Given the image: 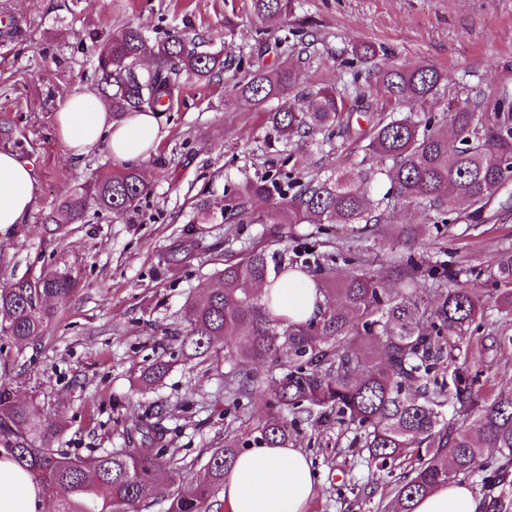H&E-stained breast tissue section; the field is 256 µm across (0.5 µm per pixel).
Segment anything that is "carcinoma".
Wrapping results in <instances>:
<instances>
[{
  "mask_svg": "<svg viewBox=\"0 0 512 512\" xmlns=\"http://www.w3.org/2000/svg\"><path fill=\"white\" fill-rule=\"evenodd\" d=\"M260 20L286 18L292 0H251ZM97 93L115 120L130 112H167L181 90V74L211 78L225 69L218 52L199 51L175 32H164L148 46L138 27L112 37H93ZM434 67L372 68L359 96H379L384 111L369 127L353 130L344 97L332 89L303 95L298 75L288 70L254 71L237 86V96L269 110L274 131L286 142L327 131L366 142L371 166L338 169L331 174L280 179L266 174L224 189L229 217L253 224H379L383 200L370 194L377 175L390 182L388 200L421 210L432 224L461 221L488 223L505 208L502 194L512 184V98L500 95L493 106L480 90L450 99L441 111L420 114L409 108L440 91ZM148 186L133 167L97 175L64 196L42 218L45 232L62 236L69 224L86 221L89 204L97 211L124 214L135 210ZM255 198L271 202L262 213ZM387 236L412 246L423 244L414 224H397ZM357 270L335 279L318 260L288 259V249L251 247L228 259L220 271L221 287L190 305L187 329L177 338V356L199 358L224 344L228 404L242 416L264 417L253 438L225 436L202 468L171 500L166 512H212L224 477L247 445L286 446L305 419H336L351 432L349 445L364 448L385 466L417 450L419 466L396 487L391 512H413L414 502L451 481L484 472L483 512H512V387L482 395L477 375L454 351L487 326L483 291L457 282L425 288L426 269L412 259L394 266L391 288L364 268L354 251ZM321 272L319 312L303 322L277 314L273 286L296 273ZM497 299L512 309V251L498 255L490 273ZM79 288L71 269L50 258L34 277L0 288V338L24 345L43 334L54 313L48 298L64 301ZM336 296V302L328 299ZM171 363L159 360L144 373L156 383ZM268 373L273 397L249 406L252 393ZM453 416L445 418L444 406ZM61 426L41 418L32 400L19 399L0 376V448L26 469L48 496L60 491L55 512H148L160 474L173 465L166 459L165 430L147 425L128 432L138 448H104L73 457L53 442Z\"/></svg>",
  "mask_w": 512,
  "mask_h": 512,
  "instance_id": "1",
  "label": "carcinoma"
}]
</instances>
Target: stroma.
<instances>
[{"label":"stroma","instance_id":"1","mask_svg":"<svg viewBox=\"0 0 512 512\" xmlns=\"http://www.w3.org/2000/svg\"><path fill=\"white\" fill-rule=\"evenodd\" d=\"M149 38L175 29L206 51H222L220 76H182L183 89L160 119L162 138L133 165L149 186L136 211L72 224L60 239L45 236L41 219L58 200L95 175L121 163L104 148L71 159L58 139L54 114L75 91H95L91 34L128 26ZM376 46L375 65L418 67L442 74L440 110L471 88L488 97L512 91V0H297L288 20L259 26L250 0H0V125L11 128L8 147L34 168L35 206L25 224L0 232V287L37 274L47 256L67 264L80 282L55 311L44 335L27 344L11 369L19 398L35 400L64 429L56 447L74 456L92 448H119L127 431L158 423L167 430L171 456L204 460L223 446L226 433L249 437L224 399L223 357L173 359L174 338L186 327L187 306L209 289L225 259L255 245L278 248L283 231L290 256L315 252L335 277L351 273L346 246L360 239L364 258L386 274L393 259L408 255L436 269L438 279L456 274L460 284L489 287L487 271L499 253L512 250V209L491 224L426 223L409 206L382 210L381 227L419 225L426 243L409 247L389 238L357 236L349 226L318 233L316 225L193 223L196 205L224 208V186L288 165L311 176L359 162V141L318 133L288 146L279 142L264 109L236 99L235 83L254 65L294 69L299 89H335L355 119L380 111L376 97L355 98L352 74L342 61L352 44ZM197 240L189 266L168 255ZM171 361L152 385L143 372ZM484 393L512 386V347L471 360ZM317 473L306 512H386L409 462L378 469L362 448L348 445L336 424L303 423L292 439Z\"/></svg>","mask_w":512,"mask_h":512}]
</instances>
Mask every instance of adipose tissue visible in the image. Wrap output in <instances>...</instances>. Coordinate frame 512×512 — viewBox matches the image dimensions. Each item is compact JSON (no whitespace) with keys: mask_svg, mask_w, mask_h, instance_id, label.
Returning a JSON list of instances; mask_svg holds the SVG:
<instances>
[{"mask_svg":"<svg viewBox=\"0 0 512 512\" xmlns=\"http://www.w3.org/2000/svg\"><path fill=\"white\" fill-rule=\"evenodd\" d=\"M57 133L68 154L83 157L104 147L113 158L132 160L152 151L161 138L158 118L136 112L121 121L96 95L76 91L55 114ZM35 204V179L28 161L0 151V229L16 228L30 217ZM323 302L304 276L281 282L277 312L302 321ZM314 493V473L307 457L293 447L263 445L236 458L224 479L227 512H305ZM0 512H46L43 488L9 455H0ZM413 512H482L481 499L465 482L438 486L418 499Z\"/></svg>","mask_w":512,"mask_h":512,"instance_id":"1","label":"adipose tissue"}]
</instances>
